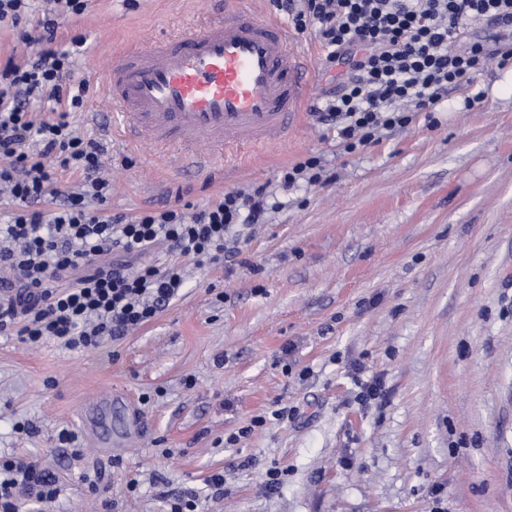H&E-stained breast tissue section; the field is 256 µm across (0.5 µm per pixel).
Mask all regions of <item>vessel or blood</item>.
I'll list each match as a JSON object with an SVG mask.
<instances>
[{"label":"vessel or blood","mask_w":512,"mask_h":512,"mask_svg":"<svg viewBox=\"0 0 512 512\" xmlns=\"http://www.w3.org/2000/svg\"><path fill=\"white\" fill-rule=\"evenodd\" d=\"M98 75L129 144L196 171L287 140L314 81L288 26L235 0L167 38L102 55Z\"/></svg>","instance_id":"1"}]
</instances>
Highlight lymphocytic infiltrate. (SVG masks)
Returning <instances> with one entry per match:
<instances>
[{
    "label": "lymphocytic infiltrate",
    "instance_id": "obj_1",
    "mask_svg": "<svg viewBox=\"0 0 512 512\" xmlns=\"http://www.w3.org/2000/svg\"><path fill=\"white\" fill-rule=\"evenodd\" d=\"M90 0H0V29L24 56L0 58V332L88 353L153 320L178 296L176 264L145 263L158 245L196 264L229 256L226 234L262 223L265 186L224 192L187 212L113 213L106 147L81 134L76 116L89 91L75 80L85 41L58 31ZM299 33L315 28L326 62L345 66L335 91L310 108L344 151L376 144L435 111L449 85L473 82L483 57L463 47L475 24L512 25V0H273ZM55 478L37 461L0 456V512L33 497L53 502Z\"/></svg>",
    "mask_w": 512,
    "mask_h": 512
}]
</instances>
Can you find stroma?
Instances as JSON below:
<instances>
[{"label": "stroma", "mask_w": 512, "mask_h": 512, "mask_svg": "<svg viewBox=\"0 0 512 512\" xmlns=\"http://www.w3.org/2000/svg\"><path fill=\"white\" fill-rule=\"evenodd\" d=\"M199 14L197 0H91L59 32L86 41L78 124L109 147L112 210L200 206L253 183L281 206L237 225L221 266L157 247L152 262L183 267L182 290L101 350L0 334V455L37 459L58 487L19 512H165L186 491L201 512H512V64L484 57L433 118L363 151L345 153L306 115L285 143L190 174L114 132L96 56ZM474 91L484 98L467 106ZM308 154L330 181L283 188L281 167ZM357 364L382 379V399L358 401ZM112 396L129 397L144 428L104 450L81 412L102 401V431L122 435ZM284 406L295 415L273 419ZM256 415L266 425L227 444ZM64 428L75 442H59ZM273 466L284 477L271 491Z\"/></svg>", "instance_id": "stroma-1"}]
</instances>
